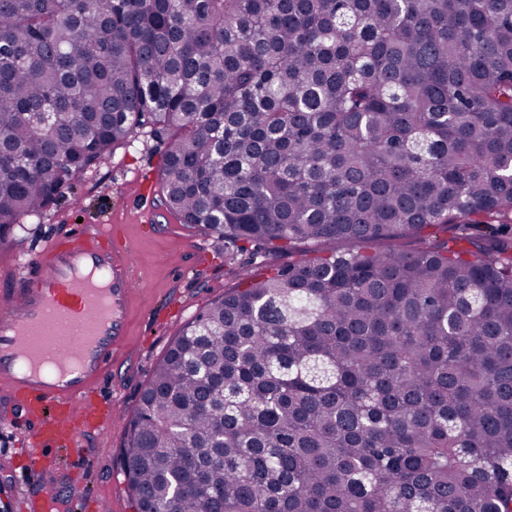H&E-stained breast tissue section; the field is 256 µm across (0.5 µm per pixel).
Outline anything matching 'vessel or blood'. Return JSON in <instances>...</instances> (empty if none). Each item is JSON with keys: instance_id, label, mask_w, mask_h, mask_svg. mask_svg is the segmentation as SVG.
Here are the masks:
<instances>
[{"instance_id": "vessel-or-blood-1", "label": "vessel or blood", "mask_w": 512, "mask_h": 512, "mask_svg": "<svg viewBox=\"0 0 512 512\" xmlns=\"http://www.w3.org/2000/svg\"><path fill=\"white\" fill-rule=\"evenodd\" d=\"M135 286L129 251L111 230L54 237L15 278L0 283V387L31 419L23 456L31 474L66 449L74 473L90 457L88 433L107 417L93 399L126 334Z\"/></svg>"}]
</instances>
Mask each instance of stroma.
<instances>
[{"instance_id":"35a3bbf8","label":"stroma","mask_w":512,"mask_h":512,"mask_svg":"<svg viewBox=\"0 0 512 512\" xmlns=\"http://www.w3.org/2000/svg\"><path fill=\"white\" fill-rule=\"evenodd\" d=\"M166 148L165 136L138 134L0 243L3 280L14 277L19 266L43 251L62 230L118 224L139 282L129 303L127 333L112 354L109 391L122 414L92 438L96 453L82 486H73L60 468L46 480L26 474L19 450L28 424L21 407L0 390V500L7 502L9 512H23L24 498L44 492L50 484L73 500L81 496L103 500L109 512H136L120 467L131 415L174 337L199 311L222 297L231 282L224 244L204 228L179 223L169 228L142 221L145 209L163 206L158 172Z\"/></svg>"}]
</instances>
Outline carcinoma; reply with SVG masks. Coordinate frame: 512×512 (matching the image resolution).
Segmentation results:
<instances>
[{
  "mask_svg": "<svg viewBox=\"0 0 512 512\" xmlns=\"http://www.w3.org/2000/svg\"><path fill=\"white\" fill-rule=\"evenodd\" d=\"M145 128L179 223L301 255L157 363L137 512H512V0H0V242Z\"/></svg>",
  "mask_w": 512,
  "mask_h": 512,
  "instance_id": "obj_1",
  "label": "carcinoma"
}]
</instances>
